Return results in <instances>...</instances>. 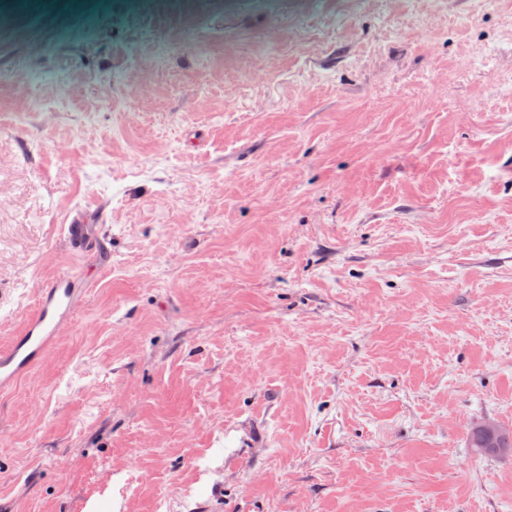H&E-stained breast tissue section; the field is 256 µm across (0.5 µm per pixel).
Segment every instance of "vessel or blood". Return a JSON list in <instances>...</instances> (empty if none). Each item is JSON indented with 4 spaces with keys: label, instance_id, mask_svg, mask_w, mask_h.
<instances>
[{
    "label": "vessel or blood",
    "instance_id": "b4317fda",
    "mask_svg": "<svg viewBox=\"0 0 512 512\" xmlns=\"http://www.w3.org/2000/svg\"><path fill=\"white\" fill-rule=\"evenodd\" d=\"M87 288L82 274L72 271L59 273L43 284L36 310L20 335L0 347L1 391L12 389L20 379L36 372L45 354L71 323Z\"/></svg>",
    "mask_w": 512,
    "mask_h": 512
}]
</instances>
